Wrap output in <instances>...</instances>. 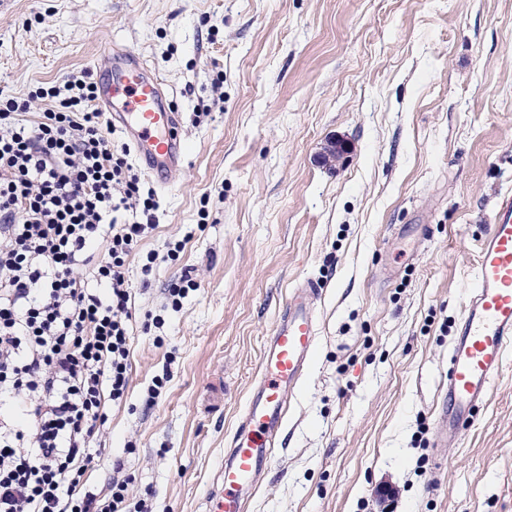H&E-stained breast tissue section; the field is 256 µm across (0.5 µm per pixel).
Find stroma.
Wrapping results in <instances>:
<instances>
[{
    "label": "stroma",
    "instance_id": "1",
    "mask_svg": "<svg viewBox=\"0 0 512 512\" xmlns=\"http://www.w3.org/2000/svg\"><path fill=\"white\" fill-rule=\"evenodd\" d=\"M114 47L163 79L187 155L169 184L144 178L129 388L85 490L119 473L130 503L205 512L263 342L311 280L317 346L246 512H512V350L443 464L433 448L479 244L512 194V0H0L14 96L98 75ZM334 137L350 149L330 166Z\"/></svg>",
    "mask_w": 512,
    "mask_h": 512
}]
</instances>
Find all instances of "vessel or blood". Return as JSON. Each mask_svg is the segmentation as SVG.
<instances>
[{
    "mask_svg": "<svg viewBox=\"0 0 512 512\" xmlns=\"http://www.w3.org/2000/svg\"><path fill=\"white\" fill-rule=\"evenodd\" d=\"M99 103L121 125L145 170L171 174L184 162L181 117L163 99L162 81L134 57L115 53L100 82ZM318 286L293 288L283 313L262 345L259 377L247 399L217 472L206 512H245V504L269 472L283 431L286 397L301 383L317 335L310 306ZM512 348V195L496 205L476 259V283L461 313L448 353L447 388L436 415L435 443L460 437L499 376Z\"/></svg>",
    "mask_w": 512,
    "mask_h": 512,
    "instance_id": "b4317fda",
    "label": "vessel or blood"
}]
</instances>
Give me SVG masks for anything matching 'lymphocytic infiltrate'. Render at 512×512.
<instances>
[{"instance_id": "1", "label": "lymphocytic infiltrate", "mask_w": 512, "mask_h": 512, "mask_svg": "<svg viewBox=\"0 0 512 512\" xmlns=\"http://www.w3.org/2000/svg\"><path fill=\"white\" fill-rule=\"evenodd\" d=\"M97 98L85 75L0 89V512H128L127 480L105 498L82 486L105 407L126 397V261L156 202Z\"/></svg>"}]
</instances>
